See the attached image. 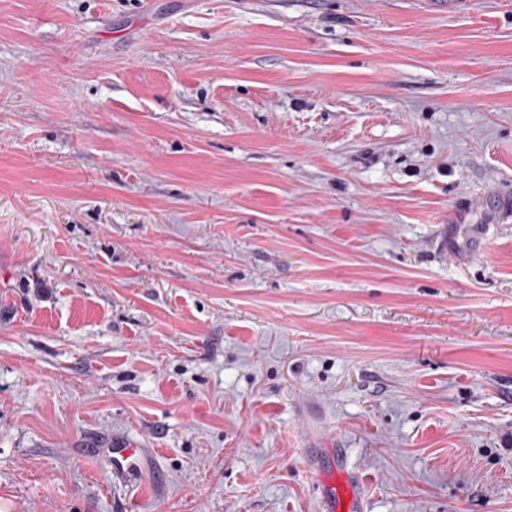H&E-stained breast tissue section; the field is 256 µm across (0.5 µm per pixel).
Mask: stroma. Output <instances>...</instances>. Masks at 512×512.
<instances>
[{
	"label": "stroma",
	"instance_id": "obj_1",
	"mask_svg": "<svg viewBox=\"0 0 512 512\" xmlns=\"http://www.w3.org/2000/svg\"><path fill=\"white\" fill-rule=\"evenodd\" d=\"M504 200L512 0H0V512H512ZM106 453L111 463L113 484L132 485L149 470L153 461L148 449L126 439L112 440ZM327 452L336 465L329 472L319 470L324 473L317 484L322 512H365L363 491L348 473L342 448H328Z\"/></svg>",
	"mask_w": 512,
	"mask_h": 512
}]
</instances>
